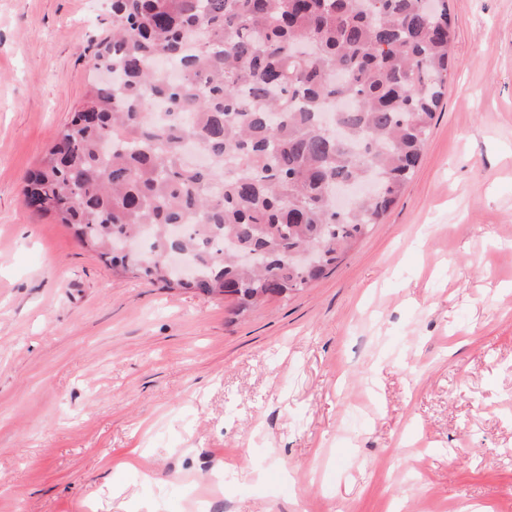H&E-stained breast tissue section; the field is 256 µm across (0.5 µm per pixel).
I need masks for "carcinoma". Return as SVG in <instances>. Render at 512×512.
<instances>
[{"label":"carcinoma","mask_w":512,"mask_h":512,"mask_svg":"<svg viewBox=\"0 0 512 512\" xmlns=\"http://www.w3.org/2000/svg\"><path fill=\"white\" fill-rule=\"evenodd\" d=\"M453 41L449 0H112L96 75L24 196L113 272L230 296L239 315L325 277L383 223L452 79ZM167 59L180 79L157 70ZM304 249L309 266L293 259ZM176 250L195 276L173 285Z\"/></svg>","instance_id":"cac0c4a2"}]
</instances>
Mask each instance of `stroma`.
Here are the masks:
<instances>
[{
  "label": "stroma",
  "instance_id": "obj_1",
  "mask_svg": "<svg viewBox=\"0 0 512 512\" xmlns=\"http://www.w3.org/2000/svg\"><path fill=\"white\" fill-rule=\"evenodd\" d=\"M111 0H0V512H512V0H450L418 168L335 270L241 316L26 207Z\"/></svg>",
  "mask_w": 512,
  "mask_h": 512
}]
</instances>
